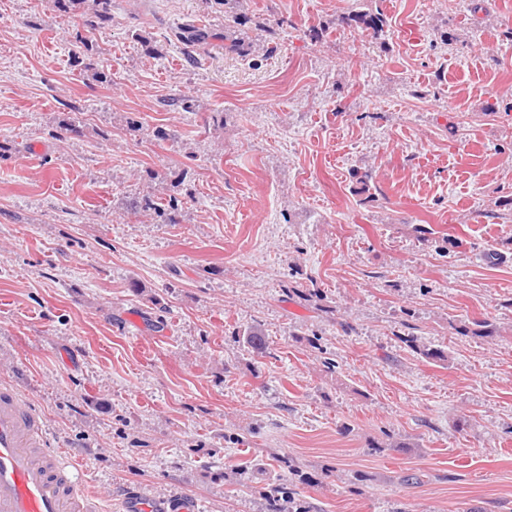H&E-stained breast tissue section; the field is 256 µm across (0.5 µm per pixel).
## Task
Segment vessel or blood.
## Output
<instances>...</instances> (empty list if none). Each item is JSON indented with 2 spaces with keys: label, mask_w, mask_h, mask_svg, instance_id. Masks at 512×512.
Returning <instances> with one entry per match:
<instances>
[{
  "label": "vessel or blood",
  "mask_w": 512,
  "mask_h": 512,
  "mask_svg": "<svg viewBox=\"0 0 512 512\" xmlns=\"http://www.w3.org/2000/svg\"><path fill=\"white\" fill-rule=\"evenodd\" d=\"M0 512H100L78 465L49 445L43 415L0 387ZM121 512H200L196 499L125 495Z\"/></svg>",
  "instance_id": "b4317fda"
}]
</instances>
